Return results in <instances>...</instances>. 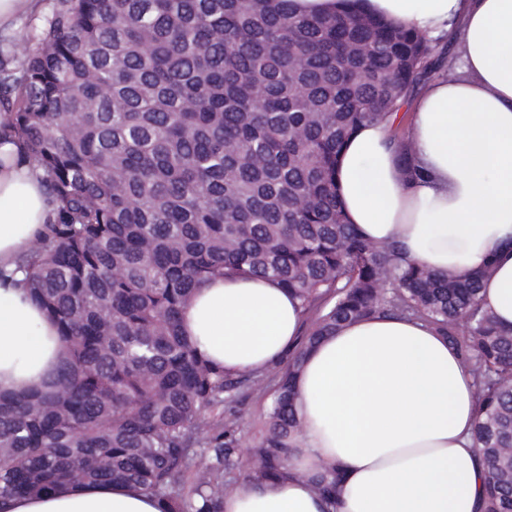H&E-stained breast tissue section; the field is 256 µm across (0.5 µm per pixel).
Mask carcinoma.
Masks as SVG:
<instances>
[{"label": "carcinoma", "instance_id": "1", "mask_svg": "<svg viewBox=\"0 0 512 512\" xmlns=\"http://www.w3.org/2000/svg\"><path fill=\"white\" fill-rule=\"evenodd\" d=\"M0 70V118L56 204L20 268L67 361L49 389L0 396V500L78 481L126 484L168 512H224L243 467L236 405L270 392L252 479L288 475L306 351L375 314L420 319L473 377L484 512H512V332L481 276L437 273L366 239L336 196L337 156L427 81L448 44L370 15L293 0H49ZM394 138L409 177L412 145ZM262 277L299 302L284 366L230 371L179 316L215 278ZM336 505V474L314 479Z\"/></svg>", "mask_w": 512, "mask_h": 512}]
</instances>
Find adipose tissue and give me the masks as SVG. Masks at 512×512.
<instances>
[{
    "instance_id": "ef3b65f1",
    "label": "adipose tissue",
    "mask_w": 512,
    "mask_h": 512,
    "mask_svg": "<svg viewBox=\"0 0 512 512\" xmlns=\"http://www.w3.org/2000/svg\"><path fill=\"white\" fill-rule=\"evenodd\" d=\"M395 26L451 38L452 80L421 84L407 105L411 179L393 130L359 126L337 158L348 223L437 272L482 274L480 299L512 329V0H358ZM55 219L43 171L0 126V395L41 391L64 360L57 325L33 298L19 258ZM181 329L231 370H266L299 337L287 290L263 278L197 288ZM302 425L287 478L241 483L224 512H482L486 462L474 443L473 379L429 324L376 316L345 324L305 356ZM339 475L337 509L310 475ZM129 486L74 482L0 504V512H166Z\"/></svg>"
}]
</instances>
